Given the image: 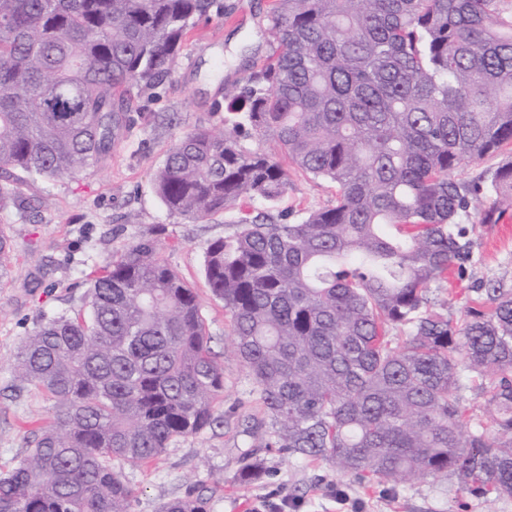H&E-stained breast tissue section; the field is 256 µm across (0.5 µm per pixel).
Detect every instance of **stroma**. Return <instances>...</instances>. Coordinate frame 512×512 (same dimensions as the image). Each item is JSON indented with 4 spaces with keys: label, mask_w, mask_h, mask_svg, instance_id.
I'll use <instances>...</instances> for the list:
<instances>
[{
    "label": "stroma",
    "mask_w": 512,
    "mask_h": 512,
    "mask_svg": "<svg viewBox=\"0 0 512 512\" xmlns=\"http://www.w3.org/2000/svg\"><path fill=\"white\" fill-rule=\"evenodd\" d=\"M223 3L222 18L195 24L165 81L133 90L112 148L95 167L54 180L25 173L0 180L7 192L0 201V225L14 247L11 275L0 285V469L14 464L30 431L53 415L51 401L14 382L23 338L42 316L80 308L88 276L154 228L161 258L195 288L210 346L224 366V393L215 404L224 424L175 440L148 466L126 468L135 492L132 512H157L161 503L184 496L193 485L209 497L210 512H512V498L471 496L453 477L418 478L394 492L340 475L330 462H302L247 436L264 410L246 368L224 354L229 317L204 278L206 248L230 233L228 218L264 210L279 223L294 224L332 204L336 187L293 171L277 201L244 197L232 215L202 223L170 215L160 201L154 174L169 147L194 128H223L225 87L243 82L270 51L271 0ZM493 202L492 196H482L462 218L472 241L465 275L431 288L435 311L455 323L482 301L479 285L489 280L512 285V209L494 223H483ZM249 458L264 460L267 473L243 484L236 474Z\"/></svg>",
    "instance_id": "35a3bbf8"
}]
</instances>
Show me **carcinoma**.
I'll use <instances>...</instances> for the list:
<instances>
[{
	"label": "carcinoma",
	"instance_id": "carcinoma-1",
	"mask_svg": "<svg viewBox=\"0 0 512 512\" xmlns=\"http://www.w3.org/2000/svg\"><path fill=\"white\" fill-rule=\"evenodd\" d=\"M501 0H273L272 52L225 91L224 132L195 129L154 175L169 214L197 223L242 197L273 202L288 169L242 142L272 140L336 185L296 224L264 211L208 245L204 274L230 317L232 354L267 416L266 446L393 489L417 476L512 498V287L461 324L432 286L464 273L459 218L487 193L512 208V11ZM219 0H0V176H73L109 152L130 90L167 77ZM13 247L0 227V283ZM87 310L45 316L16 380L53 402L0 512H131L139 467L217 422L224 367L199 297L148 231L91 278ZM481 377L497 435L465 417L461 367ZM245 462L244 484L262 478ZM191 489L158 512H208ZM509 155V150H504L498 155H488L472 165L459 169L456 173L459 179L468 181L473 179L482 170H493L501 164Z\"/></svg>",
	"mask_w": 512,
	"mask_h": 512
}]
</instances>
